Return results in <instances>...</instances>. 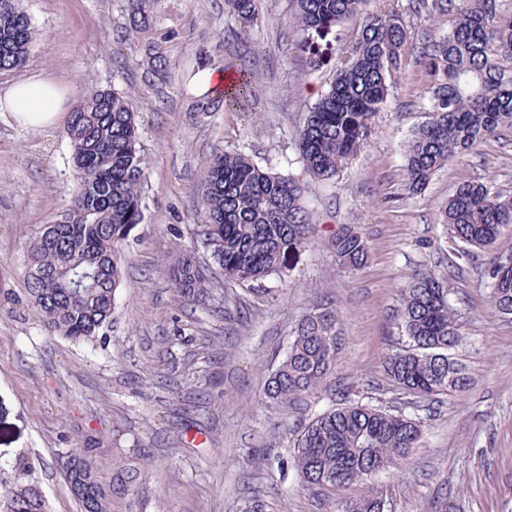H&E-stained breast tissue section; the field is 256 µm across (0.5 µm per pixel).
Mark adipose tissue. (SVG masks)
I'll return each mask as SVG.
<instances>
[{"instance_id":"adipose-tissue-1","label":"adipose tissue","mask_w":512,"mask_h":512,"mask_svg":"<svg viewBox=\"0 0 512 512\" xmlns=\"http://www.w3.org/2000/svg\"><path fill=\"white\" fill-rule=\"evenodd\" d=\"M66 95L62 83L42 74L15 82L0 98V111L29 129L54 126L63 114Z\"/></svg>"}]
</instances>
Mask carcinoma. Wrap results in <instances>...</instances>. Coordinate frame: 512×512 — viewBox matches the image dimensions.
<instances>
[{
    "instance_id": "carcinoma-1",
    "label": "carcinoma",
    "mask_w": 512,
    "mask_h": 512,
    "mask_svg": "<svg viewBox=\"0 0 512 512\" xmlns=\"http://www.w3.org/2000/svg\"><path fill=\"white\" fill-rule=\"evenodd\" d=\"M156 0H125L128 24L114 35L122 46L154 26ZM369 0H292L293 18L302 34L295 44L305 51L304 34L350 23L354 40L340 46L339 68L329 89L308 110L295 134L308 175L330 183L367 145L372 121L396 85L408 48V21L391 9H367ZM427 19L451 15L448 32L427 35L412 48L425 82L426 119L408 141L403 177L420 195L435 173L454 156L512 128V18H501L497 0H420ZM247 33L262 23V0H226ZM35 34L22 0H0V72L25 66ZM160 42L142 62L157 78L168 67ZM233 89L222 99L201 98L195 112H217L224 105L259 109L260 94L250 64L234 69ZM66 137L76 178L67 209L46 225L27 247V285L45 330L73 342L98 338L112 318L121 283L120 248L131 227L143 220L144 157L136 112L129 98L95 88L73 100ZM304 189L291 176L273 173L237 152L213 155L202 187L206 214L195 236L210 253L212 269L227 278L260 284L288 267L289 256L312 244L317 235L312 214L302 202ZM441 223L460 244V256L493 248L502 228L512 225V196L479 180L460 182L441 214ZM327 245L336 261L357 270L368 246L353 224H341ZM498 252L481 269L495 312L512 316V260ZM169 270L180 297L215 299L213 276L191 254L179 251ZM397 317L405 345L392 354L384 371L405 394L433 401L466 385L465 367L452 350L461 336L458 309L435 272L414 271L399 295ZM339 316L331 303H319L294 328L286 356L269 375L266 402L293 411L318 391L336 368ZM293 468L312 491L362 488L347 497L342 512H385L374 476L391 465L406 464L421 435L418 422L347 400L294 430ZM73 467L63 472L82 512H120L116 486L133 487L135 468L115 475L104 470L96 449L67 451ZM7 512H46L34 492H12Z\"/></svg>"
}]
</instances>
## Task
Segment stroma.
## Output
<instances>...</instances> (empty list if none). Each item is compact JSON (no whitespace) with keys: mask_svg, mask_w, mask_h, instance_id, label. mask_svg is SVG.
Instances as JSON below:
<instances>
[{"mask_svg":"<svg viewBox=\"0 0 512 512\" xmlns=\"http://www.w3.org/2000/svg\"><path fill=\"white\" fill-rule=\"evenodd\" d=\"M22 4L37 35L29 64L0 75V92L44 72L75 93L98 87L128 95L138 113L147 207L122 245L110 324L93 342L49 335L26 291L25 256L73 192L66 125L37 132L0 120V485L35 489L50 512H81L58 463L87 443L105 463L140 467L121 512H248L254 503L262 512H337L340 493L317 494L299 482L293 427L348 397L422 425L409 464L374 478L390 512H512V319L492 310L480 275L492 252L512 251V228L493 251L466 260L440 222L462 181L512 195V129L453 157L422 195H412L402 166L424 119V79L406 64L367 147L333 186L312 187L305 197L321 233L357 226L367 263L343 268L315 241L266 280V293L221 280L230 306L219 318L178 298L166 263L176 250L209 263L193 227L205 220L199 197L210 158L218 149L239 152L307 182L296 129L333 81L352 26L310 33L299 55L289 0H265L261 28L246 36L224 0H158L156 26L172 36L157 91L138 64L148 38L113 52L112 36L126 24L124 0ZM243 58L253 63L261 111H192L199 89L186 72L218 71ZM422 268L450 275L462 324L453 354L469 375L464 392L438 402L402 393L384 372L402 345L400 290ZM323 301L335 303L340 319L334 373L300 412L269 406L268 374L300 317Z\"/></svg>","mask_w":512,"mask_h":512,"instance_id":"1","label":"stroma"}]
</instances>
